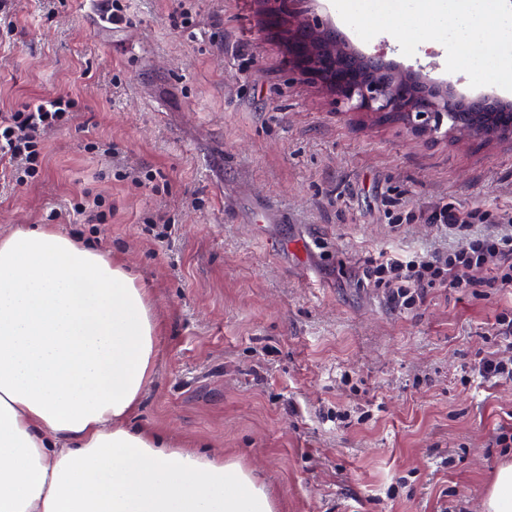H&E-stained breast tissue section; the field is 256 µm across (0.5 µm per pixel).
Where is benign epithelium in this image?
Returning <instances> with one entry per match:
<instances>
[{"instance_id": "7a95c632", "label": "benign epithelium", "mask_w": 512, "mask_h": 512, "mask_svg": "<svg viewBox=\"0 0 512 512\" xmlns=\"http://www.w3.org/2000/svg\"><path fill=\"white\" fill-rule=\"evenodd\" d=\"M262 2L268 23L286 32L293 67L324 86L344 111L394 118L430 137L464 132L486 142L512 140L511 104L461 95L420 69L402 70L382 55L363 54L318 16L293 20V0Z\"/></svg>"}]
</instances>
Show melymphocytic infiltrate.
<instances>
[{"mask_svg": "<svg viewBox=\"0 0 512 512\" xmlns=\"http://www.w3.org/2000/svg\"><path fill=\"white\" fill-rule=\"evenodd\" d=\"M79 110V102L60 93L22 104L0 114V177L17 184L36 179L43 169V136L47 131L68 127ZM437 219L442 228L462 233L456 249L430 256L404 258L383 251L366 269L374 287L388 291L391 303L411 309L424 300L425 289L468 288L478 274L493 270L499 288H512V231L474 235L471 227L484 221L483 213L442 211Z\"/></svg>", "mask_w": 512, "mask_h": 512, "instance_id": "f902f5d3", "label": "lymphocytic infiltrate"}]
</instances>
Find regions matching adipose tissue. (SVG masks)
Wrapping results in <instances>:
<instances>
[{
    "instance_id": "adipose-tissue-1",
    "label": "adipose tissue",
    "mask_w": 512,
    "mask_h": 512,
    "mask_svg": "<svg viewBox=\"0 0 512 512\" xmlns=\"http://www.w3.org/2000/svg\"><path fill=\"white\" fill-rule=\"evenodd\" d=\"M448 29V63L512 79V0H407ZM161 323L121 259L53 225L0 238V512H276L234 460L125 420L152 375Z\"/></svg>"
}]
</instances>
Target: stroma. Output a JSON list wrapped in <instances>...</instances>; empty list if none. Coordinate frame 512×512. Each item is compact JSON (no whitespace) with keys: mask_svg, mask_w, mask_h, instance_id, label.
<instances>
[{"mask_svg":"<svg viewBox=\"0 0 512 512\" xmlns=\"http://www.w3.org/2000/svg\"><path fill=\"white\" fill-rule=\"evenodd\" d=\"M303 0L355 49L385 52L466 95L512 101V82L448 65V40L404 47V5ZM190 26L176 22L181 9ZM0 113L71 93V126L44 141L40 178L0 179V236L45 223L120 256L151 290L157 359L131 417L175 444L240 461L277 512H481L512 447L495 443L512 381L469 382L501 352L512 292L428 289L393 307L363 273L382 251L457 246L436 211L512 217V141L419 137L337 110L288 67L257 0H128L111 28L86 0H7ZM88 188L103 224L69 222ZM173 226L155 237L156 216Z\"/></svg>","mask_w":512,"mask_h":512,"instance_id":"obj_1","label":"stroma"}]
</instances>
